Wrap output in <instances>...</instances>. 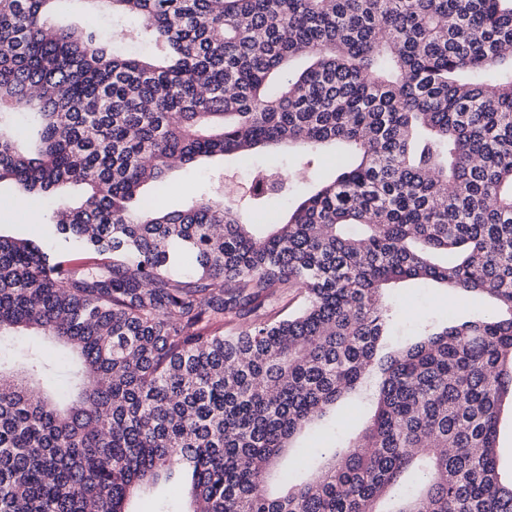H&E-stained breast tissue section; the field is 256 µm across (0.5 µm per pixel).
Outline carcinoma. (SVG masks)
Returning a JSON list of instances; mask_svg holds the SVG:
<instances>
[{
    "instance_id": "carcinoma-1",
    "label": "carcinoma",
    "mask_w": 512,
    "mask_h": 512,
    "mask_svg": "<svg viewBox=\"0 0 512 512\" xmlns=\"http://www.w3.org/2000/svg\"><path fill=\"white\" fill-rule=\"evenodd\" d=\"M56 2L0 0V183L56 201L53 247L0 229V337L49 342L0 366V512H127L159 482L187 512H512V0H91L139 17L135 56ZM330 143L334 177L264 232L262 180L248 207L142 192L292 146L312 179ZM412 280L502 313L388 351ZM373 371V422L269 493ZM499 462L502 469L512 471V411L510 405L502 407L499 422Z\"/></svg>"
}]
</instances>
